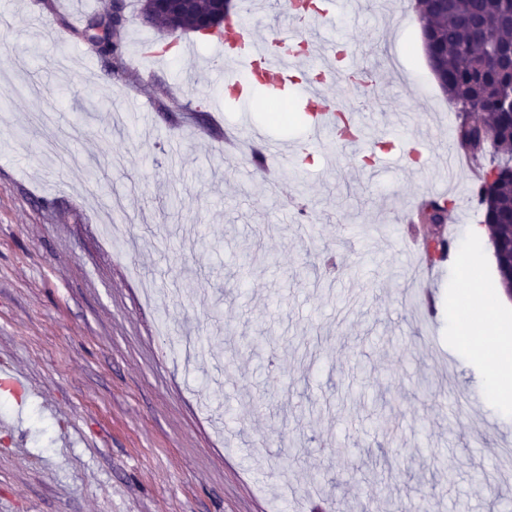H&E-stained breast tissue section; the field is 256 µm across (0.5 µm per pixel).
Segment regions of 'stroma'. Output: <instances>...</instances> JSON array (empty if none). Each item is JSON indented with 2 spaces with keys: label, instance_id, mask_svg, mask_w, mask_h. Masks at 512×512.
<instances>
[{
  "label": "stroma",
  "instance_id": "1",
  "mask_svg": "<svg viewBox=\"0 0 512 512\" xmlns=\"http://www.w3.org/2000/svg\"><path fill=\"white\" fill-rule=\"evenodd\" d=\"M126 3L114 82L75 27L99 0H0V370L27 383L0 384V512H512V412L456 345L459 267L432 281L428 323L409 298L417 194L446 186L455 248L483 252L413 0H366L335 33L398 58L361 152L379 113L410 114L401 147L426 152L376 173L330 142L267 171L225 153L241 108L295 150L308 115L215 111V39L163 53ZM92 169L122 209L88 192Z\"/></svg>",
  "mask_w": 512,
  "mask_h": 512
}]
</instances>
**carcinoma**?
I'll return each instance as SVG.
<instances>
[{
	"label": "carcinoma",
	"instance_id": "obj_1",
	"mask_svg": "<svg viewBox=\"0 0 512 512\" xmlns=\"http://www.w3.org/2000/svg\"><path fill=\"white\" fill-rule=\"evenodd\" d=\"M416 9L431 27L433 44L426 51L432 72L450 102L461 111L485 121L468 131L456 128L457 145L477 161L487 149L499 158L497 167L475 170L474 195L495 238L496 261L501 275L512 273V0H417ZM213 0H195L180 12L185 30L199 27L200 14L211 15ZM87 41L95 54L112 59V74H125V28L112 29L98 21L88 24ZM421 218L446 224L448 199L428 204ZM452 243L439 235L423 242V254L433 262L436 251H451Z\"/></svg>",
	"mask_w": 512,
	"mask_h": 512
}]
</instances>
